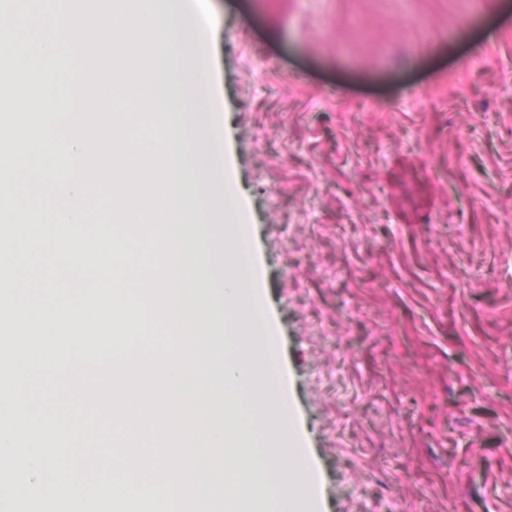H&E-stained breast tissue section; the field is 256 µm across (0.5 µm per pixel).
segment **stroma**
I'll list each match as a JSON object with an SVG mask.
<instances>
[{
    "instance_id": "35a3bbf8",
    "label": "stroma",
    "mask_w": 512,
    "mask_h": 512,
    "mask_svg": "<svg viewBox=\"0 0 512 512\" xmlns=\"http://www.w3.org/2000/svg\"><path fill=\"white\" fill-rule=\"evenodd\" d=\"M212 5L310 512H512V0Z\"/></svg>"
}]
</instances>
